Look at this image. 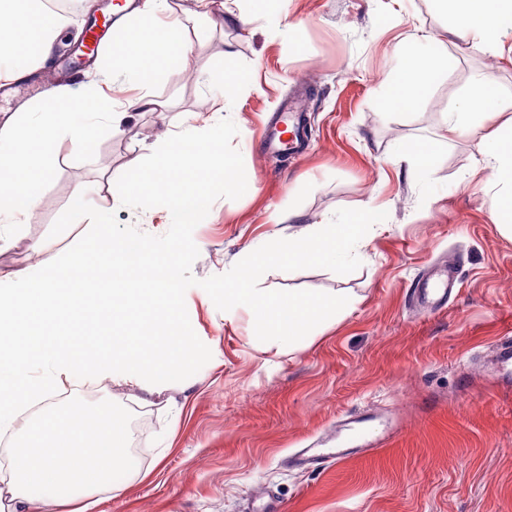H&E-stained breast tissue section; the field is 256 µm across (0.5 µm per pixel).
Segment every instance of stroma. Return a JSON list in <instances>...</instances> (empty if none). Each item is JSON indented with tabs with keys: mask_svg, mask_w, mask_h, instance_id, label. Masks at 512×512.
<instances>
[{
	"mask_svg": "<svg viewBox=\"0 0 512 512\" xmlns=\"http://www.w3.org/2000/svg\"><path fill=\"white\" fill-rule=\"evenodd\" d=\"M173 3L192 45L191 77L172 71L157 80L150 91L158 110L133 113L116 132L103 128L93 151L63 142L38 209L0 250L2 270L41 261L33 244L81 194L120 224L165 234V208L113 204L106 177L146 157L186 114L201 131L220 112L244 125L232 145L254 185L240 199L216 200L193 232L198 284L185 302L210 361L152 394L109 379L66 391L133 414L129 452L138 474L125 490L101 493L94 512H265L271 500L280 512H512V403L497 395L512 376L492 362L494 342L512 336V237L488 212L496 188L481 170L483 144L466 132L441 146L427 185L399 159L401 142L435 137L478 73H493L512 114V51L480 53L449 36L437 0H288V37L258 19L257 0L234 7L252 24L216 29L202 26L187 0ZM87 16L86 7L72 11L75 25L51 61L0 97V122L5 109L59 84ZM414 35L444 40L448 63L412 108L383 112L380 85ZM228 69L241 75L229 108L220 88ZM295 96L307 114V154L260 153L263 123ZM341 208L388 214L356 271L271 270L259 281L353 297V308L311 345L279 354L252 335L245 313L224 315L200 288L230 270L247 244L296 235ZM448 263L458 270L456 291L445 307L426 308L418 281ZM366 410L398 424L377 457L311 469L289 463Z\"/></svg>",
	"mask_w": 512,
	"mask_h": 512,
	"instance_id": "1",
	"label": "stroma"
}]
</instances>
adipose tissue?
Returning <instances> with one entry per match:
<instances>
[{
	"mask_svg": "<svg viewBox=\"0 0 512 512\" xmlns=\"http://www.w3.org/2000/svg\"><path fill=\"white\" fill-rule=\"evenodd\" d=\"M453 19L450 32L480 51L501 47L512 38V0H441ZM150 22L128 20L119 25L118 40L108 42L98 72L81 92L58 87L30 99L0 123V221L22 224L40 204L54 174L59 144L91 148L100 119L113 129L135 111H155L157 103L144 85L163 70H186L192 47L177 22L171 21L170 0H148ZM71 17L46 8L43 0H0V82L9 83L31 72L52 54ZM448 62L444 43L435 37L412 38L399 52L398 65L378 99L381 110L409 108L434 82ZM122 82L141 87L139 96L118 99L104 85ZM496 80L478 74L461 104L449 113L437 137L408 141L400 153L409 171L428 177L439 144L465 131L481 134L487 180L500 191L489 204L492 221L512 231V118L496 123L500 106Z\"/></svg>",
	"mask_w": 512,
	"mask_h": 512,
	"instance_id": "ef3b65f1",
	"label": "adipose tissue"
}]
</instances>
